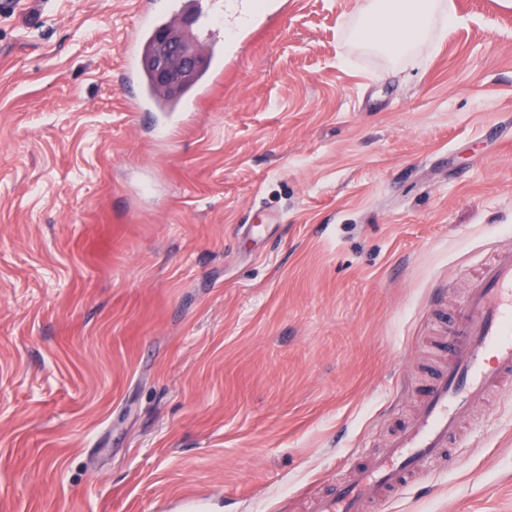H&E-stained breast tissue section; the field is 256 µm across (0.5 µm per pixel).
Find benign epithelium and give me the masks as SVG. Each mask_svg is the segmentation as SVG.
I'll return each instance as SVG.
<instances>
[{
    "mask_svg": "<svg viewBox=\"0 0 512 512\" xmlns=\"http://www.w3.org/2000/svg\"><path fill=\"white\" fill-rule=\"evenodd\" d=\"M203 64L199 48L181 30L162 32L145 57V65L155 75L158 86L174 92L187 83Z\"/></svg>",
    "mask_w": 512,
    "mask_h": 512,
    "instance_id": "benign-epithelium-1",
    "label": "benign epithelium"
}]
</instances>
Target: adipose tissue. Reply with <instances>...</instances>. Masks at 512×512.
I'll list each match as a JSON object with an SVG mask.
<instances>
[{
	"mask_svg": "<svg viewBox=\"0 0 512 512\" xmlns=\"http://www.w3.org/2000/svg\"><path fill=\"white\" fill-rule=\"evenodd\" d=\"M460 22L445 0H368L350 36L358 44L400 55L435 26Z\"/></svg>",
	"mask_w": 512,
	"mask_h": 512,
	"instance_id": "ef3b65f1",
	"label": "adipose tissue"
}]
</instances>
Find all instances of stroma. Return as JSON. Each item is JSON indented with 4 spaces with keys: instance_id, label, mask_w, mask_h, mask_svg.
Masks as SVG:
<instances>
[{
    "instance_id": "obj_1",
    "label": "stroma",
    "mask_w": 512,
    "mask_h": 512,
    "mask_svg": "<svg viewBox=\"0 0 512 512\" xmlns=\"http://www.w3.org/2000/svg\"><path fill=\"white\" fill-rule=\"evenodd\" d=\"M138 2L0 0V512H305L512 245V9L392 57L366 0H279L163 138L117 83ZM450 447L374 512H512V388Z\"/></svg>"
}]
</instances>
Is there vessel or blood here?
Segmentation results:
<instances>
[{
  "label": "vessel or blood",
  "instance_id": "b4317fda",
  "mask_svg": "<svg viewBox=\"0 0 512 512\" xmlns=\"http://www.w3.org/2000/svg\"><path fill=\"white\" fill-rule=\"evenodd\" d=\"M166 15L147 0L134 30L124 40L121 80H140L139 58ZM448 369L422 392L419 411L385 450L357 466L354 476L315 496L312 512H370L386 491H400L422 479L437 462L455 466L448 450L460 418L512 381V246L494 250L452 317Z\"/></svg>",
  "mask_w": 512,
  "mask_h": 512
}]
</instances>
